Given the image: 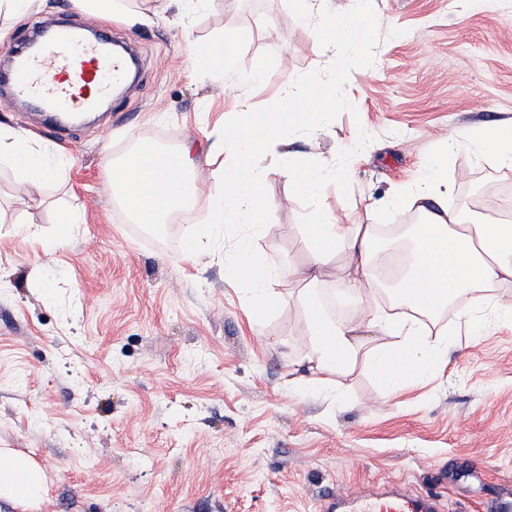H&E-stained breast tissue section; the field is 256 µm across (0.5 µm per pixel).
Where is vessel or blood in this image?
Returning <instances> with one entry per match:
<instances>
[{
    "label": "vessel or blood",
    "mask_w": 512,
    "mask_h": 512,
    "mask_svg": "<svg viewBox=\"0 0 512 512\" xmlns=\"http://www.w3.org/2000/svg\"><path fill=\"white\" fill-rule=\"evenodd\" d=\"M109 38L87 39L66 24L32 31L12 50L14 65L0 72V102L24 103L43 112L78 114L110 96L129 72V59L108 49ZM320 512H440L436 494L416 496L403 487L364 498L328 497Z\"/></svg>",
    "instance_id": "vessel-or-blood-1"
}]
</instances>
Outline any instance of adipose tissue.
<instances>
[{"mask_svg": "<svg viewBox=\"0 0 512 512\" xmlns=\"http://www.w3.org/2000/svg\"><path fill=\"white\" fill-rule=\"evenodd\" d=\"M299 6L314 18L318 36L331 49L330 69L341 66L348 50L366 46L373 27L367 12L357 10L341 20L327 10L325 0H300ZM191 65L196 70L226 72L244 68L245 60L235 35L228 33L210 50L195 52ZM283 76L284 95L271 113L252 116L247 102H240L239 117L225 120L211 143L210 154L226 156L228 165L222 192L209 198V221L192 260L222 247L225 227L248 224L256 232H266L272 206L263 190L266 173L257 156L273 134L318 135L336 105L335 99L314 94L313 79L288 69ZM458 145L455 137L445 139L440 154L424 167L420 178L389 200L393 206L406 203L415 207L422 217L411 229L412 256L404 260L395 278L396 299L404 305V312L390 314L368 307L348 326L331 318L315 296L323 270L332 264L337 265L339 279L348 291L366 298L375 294L378 272L386 270L395 256L394 251L381 247L392 237L386 226L345 224L332 214L313 209L306 224L313 248L303 267L288 257L268 263L245 238L233 245L225 264L227 275L249 288L257 306L278 303L281 278L304 283L300 301L311 338L306 355L311 375L306 385H317L328 374L346 372L363 346L365 333L392 339L391 348H374L369 354L372 372L384 387L397 390L426 381L448 365V331L437 327L436 318L463 298L471 303L469 328L485 330L512 323V301L487 292L488 287L512 282V225L468 224L449 212L448 157ZM145 149V144H138L110 170L112 186L119 190L135 221L151 226L183 207L188 153L178 151V165L160 170L145 164ZM0 160L7 161L26 183L61 180L66 175L53 153L2 127ZM280 172L313 198L337 178L336 173L298 165L287 157L281 161ZM45 482L43 471L27 458L0 450V498L30 506L41 499Z\"/></svg>", "mask_w": 512, "mask_h": 512, "instance_id": "obj_1", "label": "adipose tissue"}]
</instances>
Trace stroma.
<instances>
[{"mask_svg":"<svg viewBox=\"0 0 512 512\" xmlns=\"http://www.w3.org/2000/svg\"><path fill=\"white\" fill-rule=\"evenodd\" d=\"M209 0L184 19L176 0H116L110 18L83 0H26L0 11V51L39 22L110 32L142 60L139 82L102 122L58 140L38 116L0 105V126L60 155L66 179L20 184L0 166V448L28 456L46 476L35 506L0 499V512H318L326 495H363L390 483L435 491L442 512H488L512 486V326L451 350L448 370L390 390L357 355L335 390L299 388L309 341L300 283L283 280L260 311L227 276L223 258L193 264L191 233L222 185L207 160L215 127L247 100L268 113L284 84L282 57L320 78L329 50L296 0ZM375 17L323 90L341 103L325 130L286 137L282 153L348 180L311 199L261 157L274 208L253 249L306 264L312 207L341 222L402 225L404 208L370 210L414 181L440 139L512 123V14L501 0H364ZM239 33L243 75L191 71V45ZM144 140L194 161L196 190L182 223L147 227L110 192L104 153L122 159ZM512 170L476 150L448 159L450 209L499 223L498 209L465 188ZM81 224L63 233L60 214ZM38 231L43 244L28 230Z\"/></svg>","mask_w":512,"mask_h":512,"instance_id":"obj_1","label":"stroma"}]
</instances>
